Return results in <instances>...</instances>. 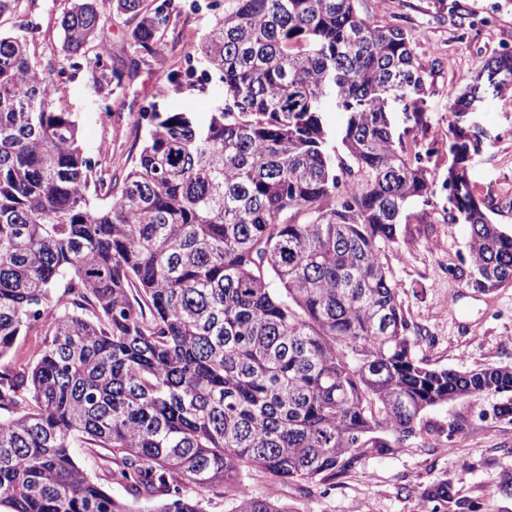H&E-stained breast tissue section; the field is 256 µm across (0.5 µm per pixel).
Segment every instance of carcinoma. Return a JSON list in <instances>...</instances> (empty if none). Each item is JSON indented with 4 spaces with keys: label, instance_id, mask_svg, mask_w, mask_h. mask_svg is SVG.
Listing matches in <instances>:
<instances>
[{
    "label": "carcinoma",
    "instance_id": "cac0c4a2",
    "mask_svg": "<svg viewBox=\"0 0 512 512\" xmlns=\"http://www.w3.org/2000/svg\"><path fill=\"white\" fill-rule=\"evenodd\" d=\"M173 0H73L62 51L106 82L112 14L138 54L161 52ZM191 52L224 84L204 126L139 113L148 137L122 177L92 163L61 106L65 68L31 50L25 0H0V512H205L185 493L224 489L229 512H293L368 456L423 436L427 412L498 395L512 367H429L414 352L386 265L408 206L436 184L396 139L387 101L419 114L426 82L412 35L358 0H224ZM512 89V49L464 79L457 115ZM342 104L339 134L325 102ZM453 125L449 218L470 226L468 286L512 282V234L474 209L468 182L485 132ZM102 192L92 197L89 190ZM37 345L10 358L21 336ZM74 448H107L106 493ZM272 488L254 495L245 471ZM434 512H476L441 480Z\"/></svg>",
    "mask_w": 512,
    "mask_h": 512
}]
</instances>
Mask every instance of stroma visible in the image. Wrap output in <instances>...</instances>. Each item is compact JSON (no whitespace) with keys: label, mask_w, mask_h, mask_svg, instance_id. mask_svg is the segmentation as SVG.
I'll return each mask as SVG.
<instances>
[{"label":"stroma","mask_w":512,"mask_h":512,"mask_svg":"<svg viewBox=\"0 0 512 512\" xmlns=\"http://www.w3.org/2000/svg\"><path fill=\"white\" fill-rule=\"evenodd\" d=\"M209 0H174L176 8L162 34L160 55L131 66L128 16L108 21L106 44L115 66L125 69L121 85L100 86L89 68H66L59 18L68 0H29L34 24L31 48L43 66L66 68L62 105L77 118L90 158H106L123 174L143 145L148 128L139 114L192 112L207 122L225 104L224 86L202 65L191 64L190 47L214 19ZM362 14L403 27L413 36L415 62L425 73L421 119L394 112L407 152L447 142L454 122L482 127L487 137L469 170L476 201L494 202L493 222L512 229V109L485 94L476 111L455 119L450 95L465 77L512 48V0H359ZM448 199L436 193L416 201L400 226L398 243L386 256L389 274L412 334L420 335L416 355L425 364L459 370L512 366V283L484 294L468 288L470 228L448 219ZM495 395L454 401L431 409L427 435L398 452L371 456L336 487L306 496L294 485L280 486L294 512H429L425 487L454 481L457 497L477 512H512V495L497 489L502 470L512 469V420L496 418Z\"/></svg>","instance_id":"obj_1"}]
</instances>
